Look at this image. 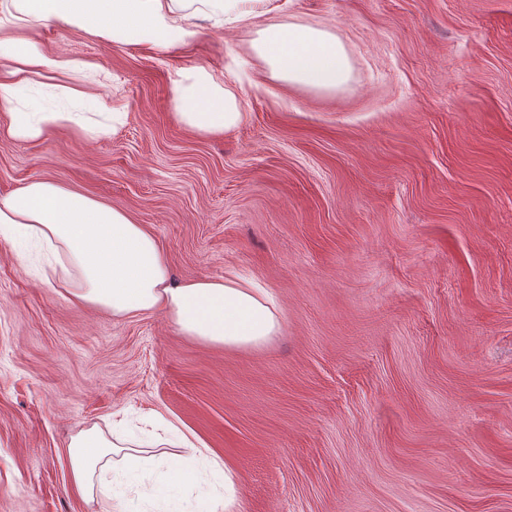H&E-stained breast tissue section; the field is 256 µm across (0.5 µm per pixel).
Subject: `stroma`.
<instances>
[{
	"label": "stroma",
	"mask_w": 512,
	"mask_h": 512,
	"mask_svg": "<svg viewBox=\"0 0 512 512\" xmlns=\"http://www.w3.org/2000/svg\"><path fill=\"white\" fill-rule=\"evenodd\" d=\"M288 17L342 40L348 84L271 79L239 25L198 21L165 51L18 28L96 73L36 78L14 108L126 116L22 141L1 108L0 197L44 178L123 210L175 280H251L283 323L227 350L159 312L116 319L46 280L39 244L0 237V512H114L73 491L72 436L162 418L238 474L231 512H512V0H291ZM197 65L240 96L224 136L171 113Z\"/></svg>",
	"instance_id": "obj_1"
}]
</instances>
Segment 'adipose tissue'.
Segmentation results:
<instances>
[{"label": "adipose tissue", "mask_w": 512, "mask_h": 512, "mask_svg": "<svg viewBox=\"0 0 512 512\" xmlns=\"http://www.w3.org/2000/svg\"><path fill=\"white\" fill-rule=\"evenodd\" d=\"M0 17V61L9 78L0 81V107L9 109L11 137L33 141L50 129L76 126L97 135L83 113L47 108L12 111L14 82L62 68L85 70V62L57 60L13 30L35 20L58 19L84 32L128 45L152 44L158 50L183 41L184 23L194 18L221 27L251 25L266 14L270 0H9ZM254 54L271 78L294 86L330 92L346 85L352 73L341 40L328 29L281 21L256 29ZM174 117L204 135H221L238 127L244 114L238 95L210 68L194 66L173 81ZM0 235L33 238L51 252L59 280L72 300L99 306L113 317L164 312L180 333L224 348H256L281 329V313L257 289L231 280L199 278L173 282L167 257L145 225L124 211L48 179H34L0 198ZM166 438L145 434L131 438L94 427L79 431L70 443L73 487L85 501L118 496L133 482L157 485L161 499L198 493L202 512H226L239 482L226 462L205 456L194 433L164 422ZM190 449L183 459L166 442ZM221 474L223 490L210 489V474Z\"/></svg>", "instance_id": "ef3b65f1"}]
</instances>
